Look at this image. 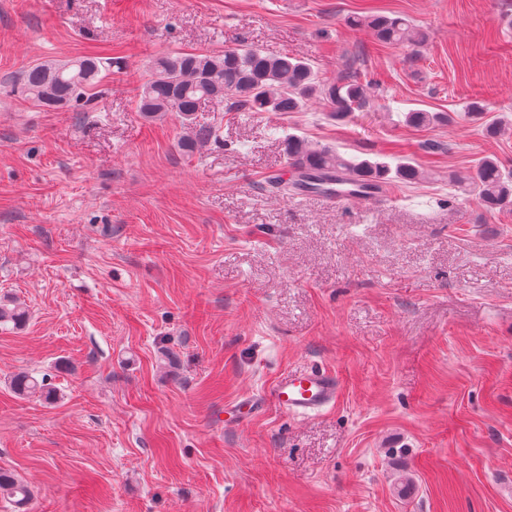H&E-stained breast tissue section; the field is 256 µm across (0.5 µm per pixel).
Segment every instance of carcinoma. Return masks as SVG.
<instances>
[{"mask_svg":"<svg viewBox=\"0 0 512 512\" xmlns=\"http://www.w3.org/2000/svg\"><path fill=\"white\" fill-rule=\"evenodd\" d=\"M348 24L353 28H370L375 39L382 43H407L419 48L426 42V33L401 16H353ZM111 68V64L87 56L39 62L22 72L12 92L47 110L86 103L90 91L105 80ZM314 98L330 106V116H346L369 104V85L357 75L324 81L305 60L288 54L271 56L247 46L218 52L175 51L156 59L150 66L142 87L140 112L148 119L176 115L182 128L180 144L192 150L215 136V130L199 128L195 123V114L208 103L226 100L239 112H301ZM441 121V114L425 110H411L405 115V122L414 126L425 127ZM287 147L288 158L298 170L297 178L288 181L275 177L269 181L271 188L283 196L332 183L369 188L390 177L403 183H413L420 177L410 159L394 166L347 159L327 147H310L295 134L288 135ZM467 186L468 192L486 209L512 211V170H505L496 157H482ZM26 318L27 310L23 306L12 299L0 298V324L19 325ZM10 388L18 396L38 393L47 400L56 396L45 380L29 372L14 374ZM0 496L23 506L31 499L32 491L13 473L0 470Z\"/></svg>","mask_w":512,"mask_h":512,"instance_id":"1","label":"carcinoma"}]
</instances>
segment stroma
<instances>
[{"label": "stroma", "instance_id": "35a3bbf8", "mask_svg": "<svg viewBox=\"0 0 512 512\" xmlns=\"http://www.w3.org/2000/svg\"><path fill=\"white\" fill-rule=\"evenodd\" d=\"M371 13L428 40L349 27ZM239 45L379 96L336 119L211 104L192 151L175 116L143 118L152 60ZM83 56L114 64L90 105L12 94ZM289 134L425 177L282 197ZM486 155L512 167V0H0V296L29 314L0 326V469L30 512H512V212L458 184ZM310 368L340 378L333 407L226 421ZM20 371L57 399L15 396ZM348 24L353 28L365 26L370 28L373 31L375 39L382 43H407L419 48L426 42V33L410 20L401 16H353L348 19ZM390 191L386 189L378 190L376 188L365 191H354L346 193H324L321 195L324 199L332 203H343L347 201H354L358 199L378 200L390 196ZM0 496L16 499L18 505H26L32 497V491L27 484L19 480L13 473L0 470Z\"/></svg>", "mask_w": 512, "mask_h": 512}]
</instances>
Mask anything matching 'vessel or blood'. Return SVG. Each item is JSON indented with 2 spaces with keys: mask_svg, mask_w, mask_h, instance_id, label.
I'll use <instances>...</instances> for the list:
<instances>
[{
  "mask_svg": "<svg viewBox=\"0 0 512 512\" xmlns=\"http://www.w3.org/2000/svg\"><path fill=\"white\" fill-rule=\"evenodd\" d=\"M340 390V380L335 373L304 370L278 379L270 387L268 395L282 411L307 416L334 405Z\"/></svg>",
  "mask_w": 512,
  "mask_h": 512,
  "instance_id": "obj_1",
  "label": "vessel or blood"
}]
</instances>
